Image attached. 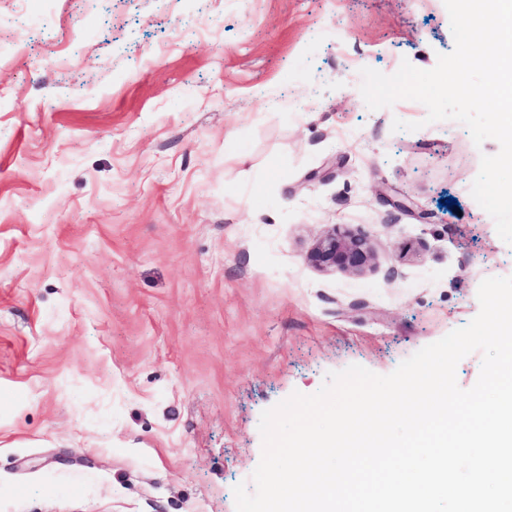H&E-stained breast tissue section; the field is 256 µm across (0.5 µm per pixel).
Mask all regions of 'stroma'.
I'll use <instances>...</instances> for the list:
<instances>
[{
  "label": "stroma",
  "instance_id": "1",
  "mask_svg": "<svg viewBox=\"0 0 512 512\" xmlns=\"http://www.w3.org/2000/svg\"><path fill=\"white\" fill-rule=\"evenodd\" d=\"M453 48L444 0H0V512H236L264 410L478 314L499 143L360 92ZM367 237L351 233H332L320 238L311 249L308 260L322 269H340L362 273L373 260Z\"/></svg>",
  "mask_w": 512,
  "mask_h": 512
}]
</instances>
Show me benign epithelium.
Here are the masks:
<instances>
[{
	"label": "benign epithelium",
	"instance_id": "benign-epithelium-1",
	"mask_svg": "<svg viewBox=\"0 0 512 512\" xmlns=\"http://www.w3.org/2000/svg\"><path fill=\"white\" fill-rule=\"evenodd\" d=\"M308 260L322 269L361 273L373 260V251L365 236L332 232L317 241Z\"/></svg>",
	"mask_w": 512,
	"mask_h": 512
}]
</instances>
